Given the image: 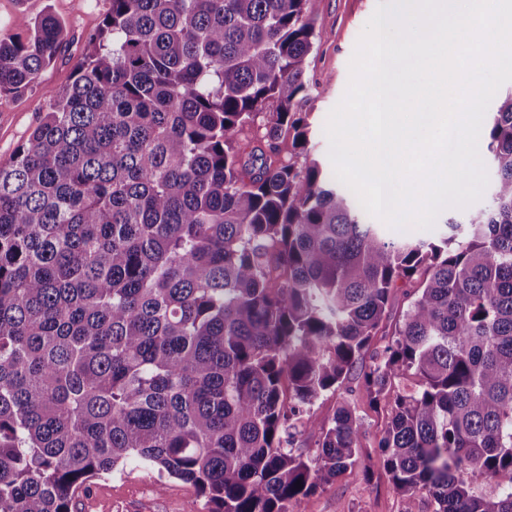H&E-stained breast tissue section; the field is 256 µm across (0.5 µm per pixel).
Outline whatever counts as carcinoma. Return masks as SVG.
<instances>
[{
  "label": "carcinoma",
  "mask_w": 512,
  "mask_h": 512,
  "mask_svg": "<svg viewBox=\"0 0 512 512\" xmlns=\"http://www.w3.org/2000/svg\"><path fill=\"white\" fill-rule=\"evenodd\" d=\"M111 4L0 165V512H73L132 464L207 512H288L357 461L351 410L317 423L310 406L415 277L358 366L374 401L417 378L384 464L408 512H512V91L485 132L492 204L389 238L311 157L307 0ZM65 43L48 10L1 27L0 94ZM255 128L266 148L248 150ZM304 425L312 453L292 447ZM414 288H418V280H403L397 282L390 299L391 317L383 322L382 328L372 342L371 349L364 355V364L370 363V355L374 348H382L393 337L391 334L394 330L395 323L401 319L403 313L408 309L411 300L410 296Z\"/></svg>",
  "instance_id": "cac0c4a2"
}]
</instances>
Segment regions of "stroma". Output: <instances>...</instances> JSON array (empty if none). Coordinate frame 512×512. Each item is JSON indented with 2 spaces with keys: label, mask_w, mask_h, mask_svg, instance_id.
Here are the masks:
<instances>
[{
  "label": "stroma",
  "mask_w": 512,
  "mask_h": 512,
  "mask_svg": "<svg viewBox=\"0 0 512 512\" xmlns=\"http://www.w3.org/2000/svg\"><path fill=\"white\" fill-rule=\"evenodd\" d=\"M378 0H308L307 14L321 39L309 55L310 76L316 83L299 110L310 124L312 154L329 163L324 133L327 117L340 101L349 81V63ZM110 0H0V22L51 11L66 24L67 43L43 72L33 90L0 95V162L10 160L40 122L46 107L72 80L86 48V37L101 24ZM349 391L327 394L310 408L314 420H330L340 405H348L359 425L362 449L356 464L329 485L289 504V512H406L408 499L395 490L378 450L381 433L392 416L393 400L371 403L357 380ZM91 512H201L203 502L194 488L170 480L157 490L152 474L135 469L97 481L86 492Z\"/></svg>",
  "instance_id": "obj_1"
}]
</instances>
